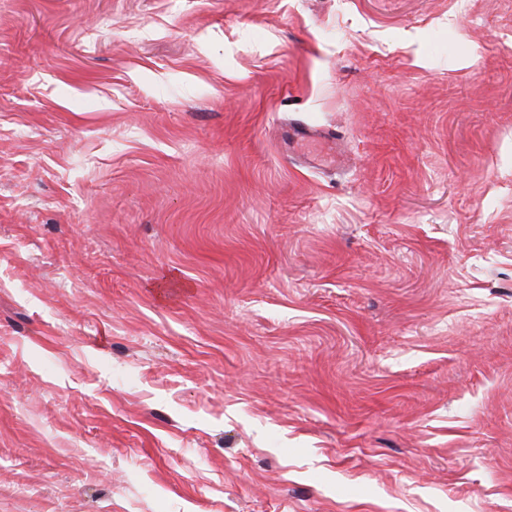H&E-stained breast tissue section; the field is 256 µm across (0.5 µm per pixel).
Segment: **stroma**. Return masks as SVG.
Returning a JSON list of instances; mask_svg holds the SVG:
<instances>
[{"label":"stroma","instance_id":"35a3bbf8","mask_svg":"<svg viewBox=\"0 0 512 512\" xmlns=\"http://www.w3.org/2000/svg\"><path fill=\"white\" fill-rule=\"evenodd\" d=\"M0 512H512V0H0ZM340 140L337 131L317 128L306 123L288 125V142L291 152L308 161L312 167L326 169L337 166L335 154L326 145L334 146Z\"/></svg>","mask_w":512,"mask_h":512}]
</instances>
